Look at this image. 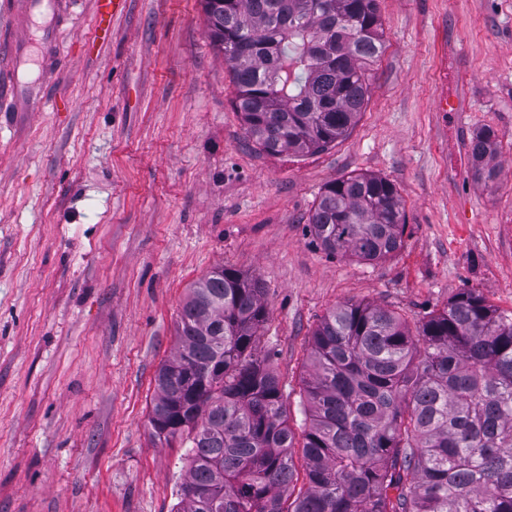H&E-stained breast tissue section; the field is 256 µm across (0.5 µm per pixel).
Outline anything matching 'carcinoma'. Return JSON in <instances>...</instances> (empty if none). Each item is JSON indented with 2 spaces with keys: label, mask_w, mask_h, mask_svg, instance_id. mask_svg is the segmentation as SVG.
Here are the masks:
<instances>
[{
  "label": "carcinoma",
  "mask_w": 512,
  "mask_h": 512,
  "mask_svg": "<svg viewBox=\"0 0 512 512\" xmlns=\"http://www.w3.org/2000/svg\"><path fill=\"white\" fill-rule=\"evenodd\" d=\"M246 136L277 154L322 152L362 112L383 46L377 0H201ZM495 134L471 142L492 182ZM329 253L387 258L406 227L395 185L327 184L309 218ZM260 284L218 267L190 290L178 347L155 378L152 436L189 449L176 512H512V311L467 288L418 329L344 303L313 333L305 387L307 490L293 496L295 434L257 344Z\"/></svg>",
  "instance_id": "obj_1"
}]
</instances>
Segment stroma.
<instances>
[{"label":"stroma","mask_w":512,"mask_h":512,"mask_svg":"<svg viewBox=\"0 0 512 512\" xmlns=\"http://www.w3.org/2000/svg\"><path fill=\"white\" fill-rule=\"evenodd\" d=\"M378 10L364 108L307 156L247 138L201 0H120L104 31L97 0L0 15V512H173L188 462L151 435L154 377L215 267L263 287L258 344L299 438L312 333L337 304L412 329L465 288L512 311V0ZM483 128L489 184L471 172ZM351 174L397 188L406 228L386 259L328 253L310 230ZM496 154L495 134L489 129L478 131L471 142V160L474 176L485 182H492L497 176L496 166L492 165Z\"/></svg>","instance_id":"stroma-1"}]
</instances>
